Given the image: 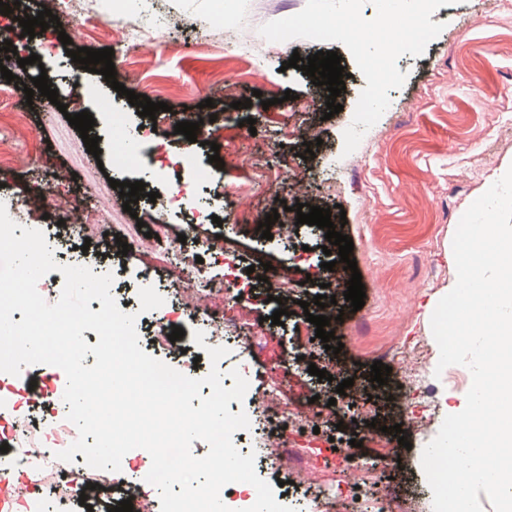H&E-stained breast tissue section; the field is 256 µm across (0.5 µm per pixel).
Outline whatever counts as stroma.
<instances>
[{"instance_id":"1","label":"stroma","mask_w":512,"mask_h":512,"mask_svg":"<svg viewBox=\"0 0 512 512\" xmlns=\"http://www.w3.org/2000/svg\"><path fill=\"white\" fill-rule=\"evenodd\" d=\"M305 4L306 0H152L143 25L132 27L126 16L101 14L90 0H62L58 24L40 34L41 40L53 43V53L42 65L27 68L33 78L47 73L59 102L51 104L38 93L26 98L20 89L14 93V107L26 113L39 151L33 156L21 150L12 170L0 171V202L10 205L17 198L42 196L41 172L48 168L64 172L63 186L78 190L79 182L72 177L75 157L68 143L79 140L80 134L58 109L59 104L75 101L81 109L101 117L92 133L100 138V159L110 178L147 184L168 179V159L181 151L183 137L167 135V113L156 115L153 170L119 168L112 151L119 135L130 134L141 124L139 109L127 97L118 96L103 75L82 70L58 38L63 31L73 47L102 49L108 45L106 32L122 35L116 64L126 89L167 103L169 113L191 114L205 100L213 102L216 119L210 142L194 146L185 167L207 171L208 180L198 192L218 217L209 230L230 243L239 259L230 265L223 254L212 250L204 253V265L213 282L224 284L237 296L247 320L261 324L265 333L261 350L254 353L243 344L226 341L224 358L225 371L245 365L256 370L244 400L231 401L229 409L245 412L250 420L249 429L241 433V443L255 453L258 475L274 484L275 495L286 506H293L303 495L261 425L265 391L271 382L279 381L290 393L333 404L335 417L321 426L317 436L323 458L338 459L339 449L348 447L353 436L378 435L400 463L371 467L375 488L395 499H413L415 512H432L422 451L446 416L440 393L452 398L467 393L472 375L469 369L454 365L442 374L433 373L437 344L422 311L430 297L441 295L455 273L452 241L461 216L488 183L512 165V121L501 126L491 123L501 99L512 95V14L500 12L497 0H455L439 7L431 20L443 23L442 32L422 56L407 54L398 60L400 72L407 75L405 84L390 90L388 108L347 155L343 133L366 85L351 54L339 42L295 39L275 43L258 32L264 23L294 15ZM170 9L198 18L199 26L172 35L161 30L157 17ZM225 24L245 32L247 43L237 45L215 35V28ZM320 51L337 52L348 74L338 98L342 109L331 118L325 115V87L313 85L300 70L282 67L292 54L305 58ZM74 72L80 73L87 86L79 96L71 89ZM228 82L236 87L231 97L224 93ZM265 99L270 102L266 108L261 105ZM235 100L241 101V108H232ZM249 118L255 121V134L238 137L236 150L225 154L223 167L213 166L211 142L217 141L224 126ZM296 128L318 132L322 144L315 148L313 158H305L303 139L291 137ZM249 158L264 159L271 170L291 163L307 184L305 193L295 199L285 191L264 190V178L254 176L245 164ZM280 199L291 207L300 202L330 210L332 222H343L344 234L353 240L352 256L366 298L362 309L344 310L334 329L336 341L343 345L340 353L326 350L318 340L300 345L295 336L297 316L284 317L279 325L268 320L281 298L308 302L309 313L318 314L312 299L321 292L326 260L325 233L312 226L301 224L285 236L263 239L259 224ZM10 216L16 223L57 236L64 251L80 254L85 266L110 269L118 304L137 303L146 277L142 261L133 251L120 254L108 225H100L99 235L87 241L76 229L60 232L39 210H12ZM267 262L276 269H293L296 279L295 285L279 289L274 301L259 280ZM141 320L151 335L167 338L176 325L185 331L180 340L167 339L164 346L150 348L151 356L193 377L210 371L208 356H201L193 366L182 355L183 350L195 349L193 334L203 328L195 316L183 314L159 326L154 314L146 312ZM396 342L406 344L408 352L392 361L387 384L364 406L365 418H358L351 396L337 394L336 382L318 380L308 372L309 365L320 367L331 359L355 384L368 383L373 362L381 360L383 350ZM417 377L428 389L422 424L407 430L408 443L402 446L389 428L402 421L399 397L404 383ZM369 418L375 420V427L366 426Z\"/></svg>"}]
</instances>
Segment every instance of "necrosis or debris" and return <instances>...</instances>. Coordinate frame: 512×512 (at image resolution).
<instances>
[{"label":"necrosis or debris","mask_w":512,"mask_h":512,"mask_svg":"<svg viewBox=\"0 0 512 512\" xmlns=\"http://www.w3.org/2000/svg\"><path fill=\"white\" fill-rule=\"evenodd\" d=\"M29 135L23 115L10 111L0 101V170H9L19 146L28 144ZM46 192L43 205L65 223L77 225L80 234L94 235L99 222L111 218L109 184L94 180L85 188L82 198L61 191L55 177L45 174ZM194 207L196 220L189 226L190 244L167 247L170 226L167 217L174 204ZM157 218L150 233H143L134 224H119L115 230L122 241L142 259L146 272L166 269L170 286L177 293V305L159 309L156 319L167 322L182 310L189 309L210 326L207 345H223L226 335L236 333L244 315L239 308L227 304L217 308L207 305L195 286L203 269L197 263L199 251L214 249L207 233L211 214L199 208L191 189H181L179 196L161 192L152 205ZM42 386L30 391L25 376L0 372V442L9 443L8 452L0 451V512H71L72 505L89 484L107 493H118L131 499L134 512H155L150 496L145 495L144 481L151 463L142 449L128 452L122 459V470L135 473L138 483H118L111 471L86 466L84 457L66 463L58 452L71 444L75 426L66 418L68 404L63 401L66 387L64 372L55 366L41 368ZM300 480L317 476L318 483L310 492L316 512H398L400 504L375 492L367 473L368 463L362 456L340 457L338 465L315 466L308 448H283Z\"/></svg>","instance_id":"1"}]
</instances>
